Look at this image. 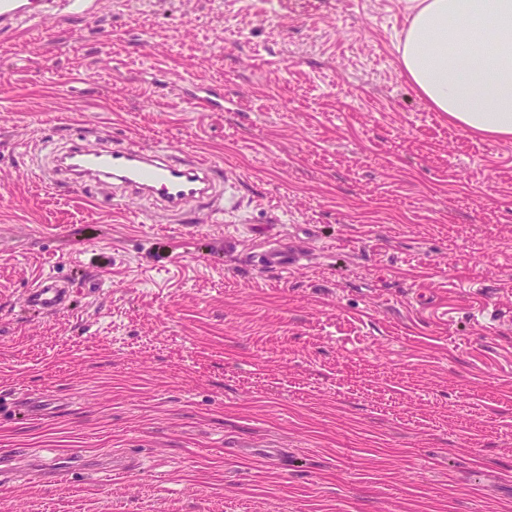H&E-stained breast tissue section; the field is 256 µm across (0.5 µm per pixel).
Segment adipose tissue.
Listing matches in <instances>:
<instances>
[{
  "label": "adipose tissue",
  "mask_w": 512,
  "mask_h": 512,
  "mask_svg": "<svg viewBox=\"0 0 512 512\" xmlns=\"http://www.w3.org/2000/svg\"><path fill=\"white\" fill-rule=\"evenodd\" d=\"M396 50L431 111L466 132L512 140V0H416Z\"/></svg>",
  "instance_id": "adipose-tissue-1"
}]
</instances>
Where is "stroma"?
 Wrapping results in <instances>:
<instances>
[{"instance_id": "obj_1", "label": "stroma", "mask_w": 512, "mask_h": 512, "mask_svg": "<svg viewBox=\"0 0 512 512\" xmlns=\"http://www.w3.org/2000/svg\"><path fill=\"white\" fill-rule=\"evenodd\" d=\"M412 4L90 0L0 36V512H512V141L407 84ZM104 137L221 165L223 212L39 180ZM65 288H60L51 276L42 277L24 296V303L46 315H56L64 310Z\"/></svg>"}]
</instances>
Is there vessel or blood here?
I'll return each instance as SVG.
<instances>
[{
    "label": "vessel or blood",
    "mask_w": 512,
    "mask_h": 512,
    "mask_svg": "<svg viewBox=\"0 0 512 512\" xmlns=\"http://www.w3.org/2000/svg\"><path fill=\"white\" fill-rule=\"evenodd\" d=\"M82 6V0H0V34L13 35L23 25L50 21L55 10L78 13ZM64 158L62 171L70 187L110 182L178 215L190 204L214 202V190L223 179L221 171L209 162H177L162 147L88 148L76 144ZM65 299V289L45 276L25 294L24 303L52 316L63 310Z\"/></svg>",
    "instance_id": "1"
}]
</instances>
